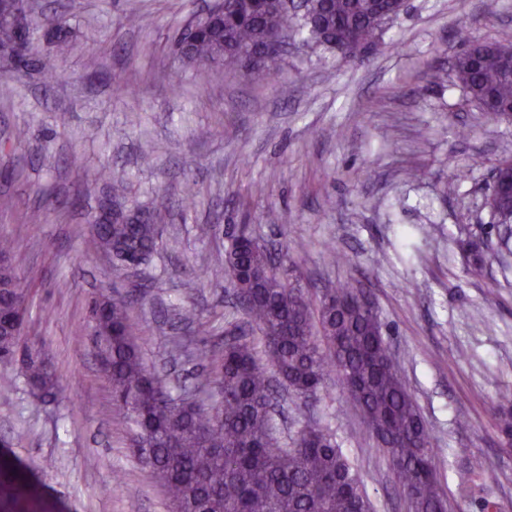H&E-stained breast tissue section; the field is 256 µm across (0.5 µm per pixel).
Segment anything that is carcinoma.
Here are the masks:
<instances>
[{
  "mask_svg": "<svg viewBox=\"0 0 512 512\" xmlns=\"http://www.w3.org/2000/svg\"><path fill=\"white\" fill-rule=\"evenodd\" d=\"M403 0H310L302 14L286 0H224L223 12L209 8L194 15L193 43L173 53L183 67L217 75L226 58L253 72L275 71L276 60L244 57L265 39L303 36V44L330 52L354 44L371 48L383 26L402 13ZM0 84L14 73L10 58L23 33L29 50L40 25L31 14L0 0ZM453 62L456 82L468 101L491 102L494 116L512 113V73L502 59L512 42L488 43L459 29ZM112 188L106 208L121 206L124 172L102 171ZM485 206L501 231L512 237V197L498 186ZM96 248L112 257L119 272L140 267L157 252L154 217L133 212L125 221L93 224ZM224 264L203 272L226 280L243 299V312L261 333V344L224 319V345L211 351L209 371L193 389L174 397L147 364L133 338L134 298L116 293L110 301L92 299L87 323H96L95 345L112 392L113 411L136 430L137 451L167 494L172 512H374L360 475L329 429L306 421L287 444L269 405L277 381L293 402L308 403L326 387L330 371L344 386L350 405L360 410L378 444L391 459L396 485L412 512H445L435 466L434 441L400 378L377 313L357 302L360 290L346 282L326 288L311 301L292 272L289 252L268 265L267 247L252 234L228 236ZM20 295H0V364L12 363L25 330ZM22 376L33 397L43 402L59 391L45 360L24 363ZM502 432L512 437V391L500 395Z\"/></svg>",
  "mask_w": 512,
  "mask_h": 512,
  "instance_id": "carcinoma-1",
  "label": "carcinoma"
}]
</instances>
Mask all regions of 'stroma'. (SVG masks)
I'll return each mask as SVG.
<instances>
[{
	"instance_id": "obj_1",
	"label": "stroma",
	"mask_w": 512,
	"mask_h": 512,
	"mask_svg": "<svg viewBox=\"0 0 512 512\" xmlns=\"http://www.w3.org/2000/svg\"><path fill=\"white\" fill-rule=\"evenodd\" d=\"M213 0H34L35 18L64 14L71 52L53 32L36 55L52 80L33 71L0 94V233L16 240L30 296L25 338L50 362L62 392L40 403L24 382L0 387V455L29 474L38 496L5 500L0 512H168V499L112 412L94 338L77 335L89 300L126 282L89 238L87 210L109 193L101 168L127 175L128 207L158 212L161 248L134 281L148 294L133 309L146 360L173 393L192 388L205 351L221 345L229 283L201 278L224 260L225 228L246 224L272 250L293 255L310 298L349 281L373 302L401 377L436 439L447 512H480L482 499L512 512V449L497 405L512 389V252L484 208L491 169L512 157V122L491 120L450 69L451 32L512 41V0H408L368 58L347 61L288 43L280 80L224 69L201 81L181 67L169 41ZM28 136L16 142L13 133ZM94 130V138L83 133ZM152 154L143 165V154ZM423 169L415 177V169ZM61 205L36 229L26 215L40 196ZM80 206H70L73 197ZM481 243L472 273L460 245ZM344 253L331 262L327 248ZM495 281V295L485 293ZM193 307L198 324L176 319ZM192 336L188 352L172 340ZM333 431L358 465L375 512H410L387 453L361 413L330 383L312 406L285 405L284 432L301 415ZM112 470L92 468L96 456ZM123 487L102 494L113 472Z\"/></svg>"
}]
</instances>
